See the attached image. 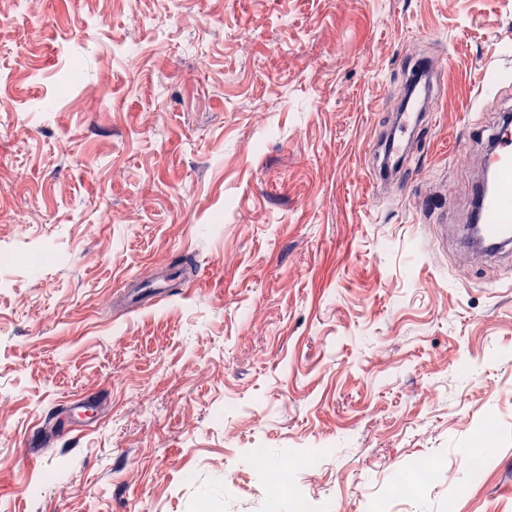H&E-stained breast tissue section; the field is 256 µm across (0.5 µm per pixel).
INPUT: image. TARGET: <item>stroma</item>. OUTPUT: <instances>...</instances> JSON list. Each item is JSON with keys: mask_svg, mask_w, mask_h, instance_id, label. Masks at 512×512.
Masks as SVG:
<instances>
[{"mask_svg": "<svg viewBox=\"0 0 512 512\" xmlns=\"http://www.w3.org/2000/svg\"><path fill=\"white\" fill-rule=\"evenodd\" d=\"M1 10L0 246L57 258L0 271V512H273L254 448L328 449L291 475L317 512H368L421 457L445 471L396 512H512V265L457 243L481 131L512 113V0ZM419 57L434 122L395 195L372 167ZM188 259L167 300L126 304ZM84 394L92 427L31 453Z\"/></svg>", "mask_w": 512, "mask_h": 512, "instance_id": "obj_1", "label": "stroma"}]
</instances>
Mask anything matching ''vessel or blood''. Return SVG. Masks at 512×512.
<instances>
[{
  "mask_svg": "<svg viewBox=\"0 0 512 512\" xmlns=\"http://www.w3.org/2000/svg\"><path fill=\"white\" fill-rule=\"evenodd\" d=\"M429 120V115L411 109L399 113L388 131L383 158L373 169L375 188L406 187L408 142L418 124ZM484 166L490 170L493 184L487 191L478 187L472 190L480 199L479 222L458 230L465 251L479 259L512 254V116L503 115L488 134Z\"/></svg>",
  "mask_w": 512,
  "mask_h": 512,
  "instance_id": "vessel-or-blood-1",
  "label": "vessel or blood"
}]
</instances>
